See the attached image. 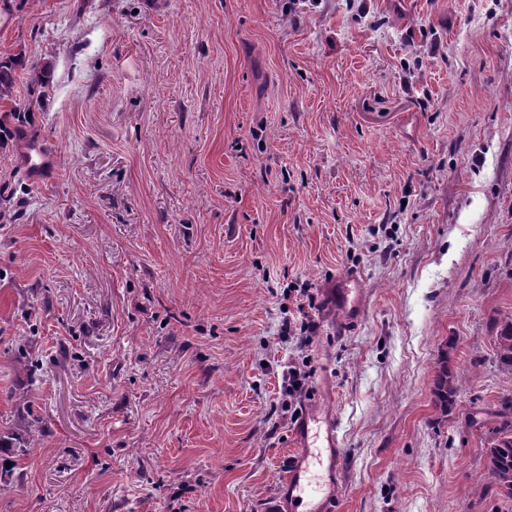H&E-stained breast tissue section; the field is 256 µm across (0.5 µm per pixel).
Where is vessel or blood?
<instances>
[{
    "mask_svg": "<svg viewBox=\"0 0 512 512\" xmlns=\"http://www.w3.org/2000/svg\"><path fill=\"white\" fill-rule=\"evenodd\" d=\"M336 309L344 329L356 325L363 316L362 309L342 293L336 296ZM295 438L298 452L281 486L289 512H334V501L323 495L322 487L324 481H336L341 469L335 420L321 416L317 406H310L296 428Z\"/></svg>",
    "mask_w": 512,
    "mask_h": 512,
    "instance_id": "1",
    "label": "vessel or blood"
}]
</instances>
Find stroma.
I'll list each match as a JSON object with an SVG mask.
<instances>
[{
  "instance_id": "obj_1",
  "label": "stroma",
  "mask_w": 512,
  "mask_h": 512,
  "mask_svg": "<svg viewBox=\"0 0 512 512\" xmlns=\"http://www.w3.org/2000/svg\"><path fill=\"white\" fill-rule=\"evenodd\" d=\"M16 53L0 432L44 435L0 451V512H288L303 361L337 512H512L473 494L512 393V0H0ZM350 273L345 332L323 298ZM496 336V361L504 369L512 371V314L499 319ZM315 329V322L311 320L307 321V318H305V320L302 318L300 324L297 323V321L288 319L282 323L281 337L286 341L289 339L292 340L293 338H297L302 342H306L310 338V336L307 334L313 333ZM460 387L459 376L448 367V356L443 357L433 382L434 404L441 415L452 412ZM311 372H308L300 366H288V375L285 376L283 382H287L286 390L288 391V398L297 399L304 392L307 379L310 378Z\"/></svg>"
}]
</instances>
